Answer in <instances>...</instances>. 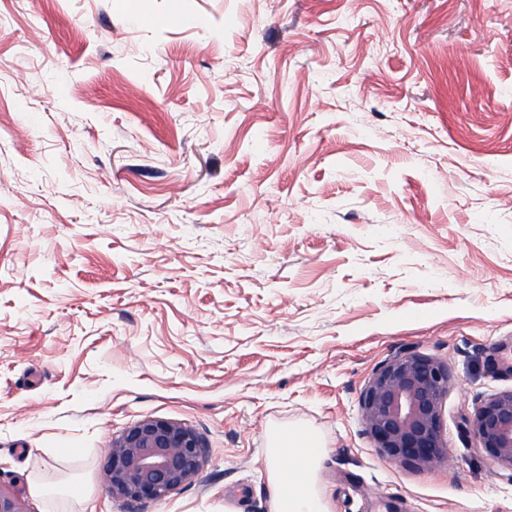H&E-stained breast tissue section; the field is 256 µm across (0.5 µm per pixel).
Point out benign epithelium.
Returning a JSON list of instances; mask_svg holds the SVG:
<instances>
[{
    "label": "benign epithelium",
    "mask_w": 512,
    "mask_h": 512,
    "mask_svg": "<svg viewBox=\"0 0 512 512\" xmlns=\"http://www.w3.org/2000/svg\"><path fill=\"white\" fill-rule=\"evenodd\" d=\"M448 363L403 352L385 362L360 396L361 419L385 459L429 469L448 458L443 404ZM465 428L497 469L512 471V389L478 404ZM105 479L112 497L129 504L159 501L191 482L202 466L205 445L191 427L146 418L112 438ZM0 512H28L25 501L0 488Z\"/></svg>",
    "instance_id": "1"
}]
</instances>
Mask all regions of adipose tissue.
<instances>
[{
    "label": "adipose tissue",
    "mask_w": 512,
    "mask_h": 512,
    "mask_svg": "<svg viewBox=\"0 0 512 512\" xmlns=\"http://www.w3.org/2000/svg\"><path fill=\"white\" fill-rule=\"evenodd\" d=\"M322 452L319 438L307 431L273 435L266 466L271 512H328L317 486Z\"/></svg>",
    "instance_id": "ef3b65f1"
}]
</instances>
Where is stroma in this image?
<instances>
[{"instance_id": "obj_1", "label": "stroma", "mask_w": 512, "mask_h": 512, "mask_svg": "<svg viewBox=\"0 0 512 512\" xmlns=\"http://www.w3.org/2000/svg\"><path fill=\"white\" fill-rule=\"evenodd\" d=\"M402 351L450 373L428 470L360 416ZM511 389L512 0H0V484L30 512H269L279 427L321 439L328 512H512L464 424ZM145 418L206 455L133 508L104 448Z\"/></svg>"}]
</instances>
